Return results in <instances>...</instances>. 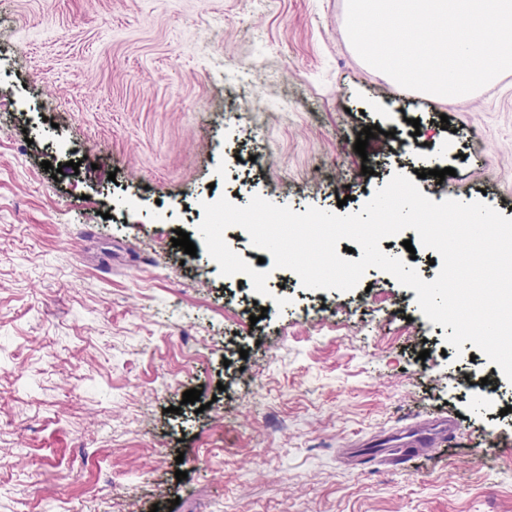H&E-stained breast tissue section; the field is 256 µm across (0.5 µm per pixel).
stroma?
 <instances>
[{"label": "stroma", "instance_id": "1", "mask_svg": "<svg viewBox=\"0 0 512 512\" xmlns=\"http://www.w3.org/2000/svg\"><path fill=\"white\" fill-rule=\"evenodd\" d=\"M346 13L0 0V512H512V382L448 347L414 290L373 267L348 292L305 289L229 228L269 273L260 297L198 232L213 194L354 213L426 163L453 173L418 179L424 195L512 218V72L426 98L366 65ZM416 237L380 248L434 280ZM444 417L455 439L405 466L343 454Z\"/></svg>", "mask_w": 512, "mask_h": 512}]
</instances>
